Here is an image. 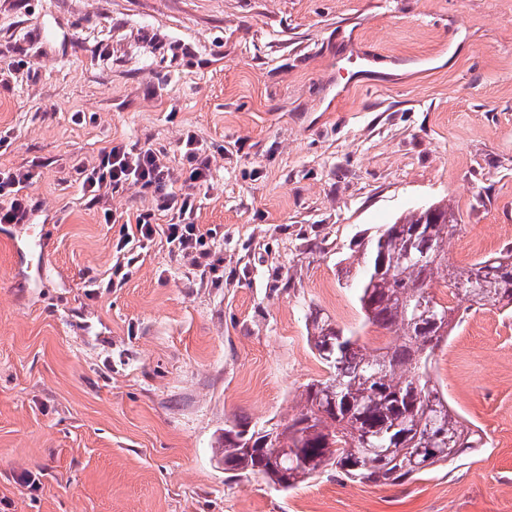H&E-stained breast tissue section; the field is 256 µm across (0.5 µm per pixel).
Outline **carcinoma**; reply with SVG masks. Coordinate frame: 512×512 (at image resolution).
<instances>
[{
    "label": "carcinoma",
    "mask_w": 512,
    "mask_h": 512,
    "mask_svg": "<svg viewBox=\"0 0 512 512\" xmlns=\"http://www.w3.org/2000/svg\"><path fill=\"white\" fill-rule=\"evenodd\" d=\"M424 214L397 218L363 246L357 302L366 322L392 340L373 354L354 332L314 316L310 341L328 378L306 384L298 411L283 423L224 427L218 455L225 471L261 476L282 490L329 472L351 482L402 484L486 447L430 369L435 349L458 327L461 303L512 314V247L461 268L446 250L457 228L453 211L438 205L435 215ZM409 248L427 258L398 263ZM438 280L448 289L446 302L431 293ZM425 293L432 314L417 311Z\"/></svg>",
    "instance_id": "carcinoma-1"
}]
</instances>
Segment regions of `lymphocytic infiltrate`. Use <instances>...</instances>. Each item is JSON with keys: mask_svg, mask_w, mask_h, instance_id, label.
Returning a JSON list of instances; mask_svg holds the SVG:
<instances>
[{"mask_svg": "<svg viewBox=\"0 0 512 512\" xmlns=\"http://www.w3.org/2000/svg\"><path fill=\"white\" fill-rule=\"evenodd\" d=\"M183 170L175 172L163 152L137 148L125 143L104 147L92 166L76 169L77 180L84 193L101 199L128 184L140 185L154 195L156 209L175 213L179 221L157 227L152 214L139 215L135 224L121 225L115 243L119 260L112 267V276L124 280L135 256L132 244L152 241L164 233L168 244L183 256L200 260L208 257L206 237L199 225L193 224V191L210 178L211 160L206 147L194 134H186L182 148ZM33 178L23 166L0 169V224L27 223L35 205L26 189Z\"/></svg>", "mask_w": 512, "mask_h": 512, "instance_id": "obj_1", "label": "lymphocytic infiltrate"}]
</instances>
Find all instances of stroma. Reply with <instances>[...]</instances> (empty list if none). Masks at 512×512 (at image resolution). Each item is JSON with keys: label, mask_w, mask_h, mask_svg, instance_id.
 <instances>
[{"label": "stroma", "mask_w": 512, "mask_h": 512, "mask_svg": "<svg viewBox=\"0 0 512 512\" xmlns=\"http://www.w3.org/2000/svg\"><path fill=\"white\" fill-rule=\"evenodd\" d=\"M1 64L0 167L32 170L49 253L21 277L0 238V512H512V316L496 309L467 311L433 357L487 442L457 465L278 491L212 453L225 425L281 421L327 377L312 314L388 343L350 286L360 238L442 202L450 261L512 245V0H0ZM189 132L211 153L191 219L218 275L159 234L108 287L117 227L153 196L92 199L74 167L114 141L176 168Z\"/></svg>", "instance_id": "1"}]
</instances>
